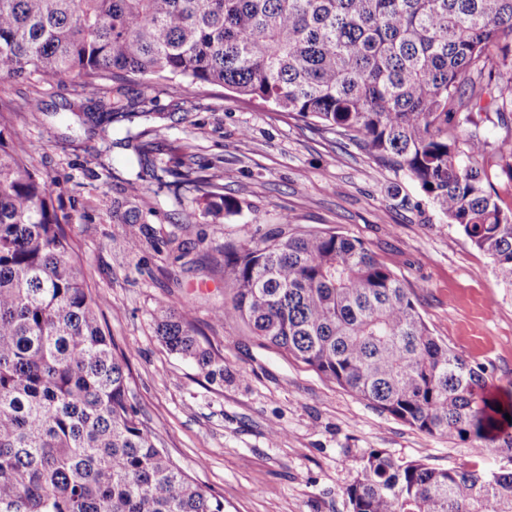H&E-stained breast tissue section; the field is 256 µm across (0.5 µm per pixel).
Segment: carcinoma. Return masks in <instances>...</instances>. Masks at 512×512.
<instances>
[{
    "label": "carcinoma",
    "instance_id": "1",
    "mask_svg": "<svg viewBox=\"0 0 512 512\" xmlns=\"http://www.w3.org/2000/svg\"><path fill=\"white\" fill-rule=\"evenodd\" d=\"M512 0H0V76L73 77L98 98L90 133L137 118L135 80L219 85L342 132L408 176L512 285ZM132 191L154 172L133 146ZM498 155L492 168L488 150ZM173 184L207 211L234 204L189 168ZM220 318L246 323L380 411L512 464V392L433 336L412 289L357 239L305 231L224 253ZM53 205L0 112V512H224L158 447L130 394L128 357ZM162 344L209 375L190 309L156 322ZM501 410H496V407ZM351 512H512V469L448 470L374 449L346 491Z\"/></svg>",
    "mask_w": 512,
    "mask_h": 512
}]
</instances>
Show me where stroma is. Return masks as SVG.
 <instances>
[{"label": "stroma", "instance_id": "stroma-1", "mask_svg": "<svg viewBox=\"0 0 512 512\" xmlns=\"http://www.w3.org/2000/svg\"><path fill=\"white\" fill-rule=\"evenodd\" d=\"M125 95L165 115L153 139L157 168L205 167L234 214L207 213L194 191L154 180L130 192L127 138L148 123L89 134L66 117L95 109L79 80L0 76V107L34 170L53 184L109 334L130 355L134 401L158 447L223 497L224 512H349L346 490L374 449L439 469L501 467L496 455L476 456L470 443L380 412L242 322L216 317L228 297L225 246L262 239L287 219L363 241L414 289L434 336L483 367L493 390L512 389V287L419 187L349 139L221 87L135 81ZM131 210L134 226L125 222ZM175 300L190 308L223 376L158 340L156 320Z\"/></svg>", "mask_w": 512, "mask_h": 512}]
</instances>
